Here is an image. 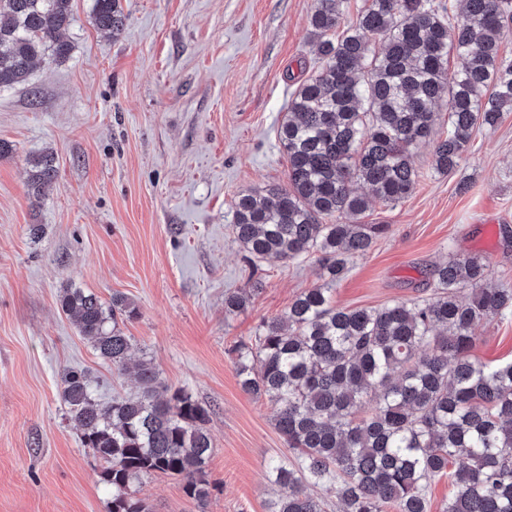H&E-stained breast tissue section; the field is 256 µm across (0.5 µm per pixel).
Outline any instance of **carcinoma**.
Instances as JSON below:
<instances>
[{"label":"carcinoma","mask_w":512,"mask_h":512,"mask_svg":"<svg viewBox=\"0 0 512 512\" xmlns=\"http://www.w3.org/2000/svg\"><path fill=\"white\" fill-rule=\"evenodd\" d=\"M348 2L314 0L309 25L322 64L295 87L278 128L287 183L234 200L232 230L248 264L312 256L324 281L232 348L243 390L275 405V428L293 451L271 464L280 494L269 512H326L331 496L343 512H429L430 485L443 476L454 487L443 512H512V361L472 358L476 326L512 313V290L488 285L487 261L471 256L435 269L427 299L348 309L332 298L349 261L385 230L342 217L410 196L420 178L413 149L434 143L433 169L450 173L475 127L512 112V60L500 51L512 0H366L338 35ZM92 18L118 35L120 0H95ZM73 20L74 0H0V88L25 83L37 60H68ZM452 52L461 66L450 71ZM443 98L448 133L434 141ZM28 166L38 202L54 187L55 153ZM256 291L254 283L226 292L224 314ZM60 305L99 357L124 369L131 337L118 320L136 318L135 303L68 286ZM137 377L138 396L102 405L83 370L61 376L82 443L104 463L112 512H151L136 483L156 473L205 501L211 409L171 390L150 360Z\"/></svg>","instance_id":"carcinoma-1"}]
</instances>
